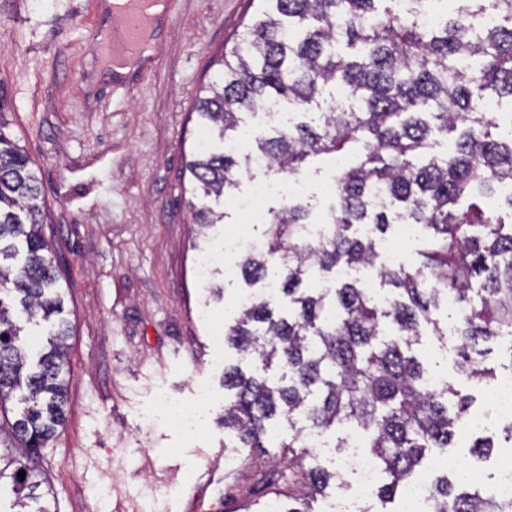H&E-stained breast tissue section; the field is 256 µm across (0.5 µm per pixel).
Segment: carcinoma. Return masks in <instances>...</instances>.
Wrapping results in <instances>:
<instances>
[{"instance_id":"1","label":"carcinoma","mask_w":512,"mask_h":512,"mask_svg":"<svg viewBox=\"0 0 512 512\" xmlns=\"http://www.w3.org/2000/svg\"><path fill=\"white\" fill-rule=\"evenodd\" d=\"M452 2L439 28L420 19ZM382 0H262L231 50L218 61V79L206 87L196 112L205 141L223 144L241 115L266 113L283 101L317 119L252 131L257 149L239 155L204 148L186 162L193 190L216 200L267 158L263 175L298 174L316 160L352 154L358 162L335 177L330 220L321 239H306L308 205L285 199L268 211L263 242L246 251L238 268L248 286L274 281L287 300L277 315L266 295L249 292L224 342L252 356L269 378L224 367V432L236 448H263L278 414L299 417L324 433L346 424L365 435L375 463L388 478L389 499L408 484L433 448H448L473 397L451 384L425 387L412 354L422 324L441 302L448 308L458 369L467 380L492 384L481 344L512 338V230L501 212L481 204L512 185V120L507 128L485 110L488 95L512 99V0H407L406 13ZM493 12L496 24L485 26ZM343 91L341 97L331 89ZM455 135L453 148L435 152V135ZM41 187L22 147L0 131V412L21 405L0 423V444L11 449L7 479L12 508L51 494L38 492L35 465L64 418L67 396L64 295L41 232ZM203 229L226 214L204 204L193 210ZM358 224L371 233L349 234ZM396 224L432 230L420 265L379 271L390 302L379 308L356 280L311 292L304 277L316 268L371 266L374 240ZM480 278L473 288L471 280ZM50 323L47 345L28 364L25 325ZM288 461L264 472L261 487L283 484L298 506L322 493L330 479L321 467L304 468L295 434L280 444ZM25 472V477L18 476ZM436 512H506L479 496L474 484L443 474L431 483Z\"/></svg>"}]
</instances>
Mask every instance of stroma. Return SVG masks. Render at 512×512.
<instances>
[{
    "label": "stroma",
    "instance_id": "35a3bbf8",
    "mask_svg": "<svg viewBox=\"0 0 512 512\" xmlns=\"http://www.w3.org/2000/svg\"><path fill=\"white\" fill-rule=\"evenodd\" d=\"M259 7L177 0L156 61L115 82L89 37L110 21L104 0H0V119L40 180L42 233L71 323L66 418L41 459L56 512H94L92 491L102 485L111 488L109 512H269L275 497L258 475L287 459L282 440L307 428L277 417L269 448L238 449V463L224 464V368L250 372L254 363L227 347L213 364L212 338L247 286L238 250L224 247L227 224L204 232L194 224L184 170L202 136L198 97ZM205 249L220 257L219 300L197 274ZM446 314L433 312L413 351L482 411L480 385L433 331ZM160 388L187 406L208 393L195 436L154 413ZM485 435L494 443L486 460L472 456L476 434L466 428L432 455L451 473L491 472L507 448L501 426Z\"/></svg>",
    "mask_w": 512,
    "mask_h": 512
}]
</instances>
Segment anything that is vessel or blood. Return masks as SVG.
<instances>
[{
    "label": "vessel or blood",
    "mask_w": 512,
    "mask_h": 512,
    "mask_svg": "<svg viewBox=\"0 0 512 512\" xmlns=\"http://www.w3.org/2000/svg\"><path fill=\"white\" fill-rule=\"evenodd\" d=\"M174 6L175 0H112L110 28L92 32L112 70L125 68L133 57L151 50L157 14H171Z\"/></svg>",
    "instance_id": "vessel-or-blood-1"
}]
</instances>
